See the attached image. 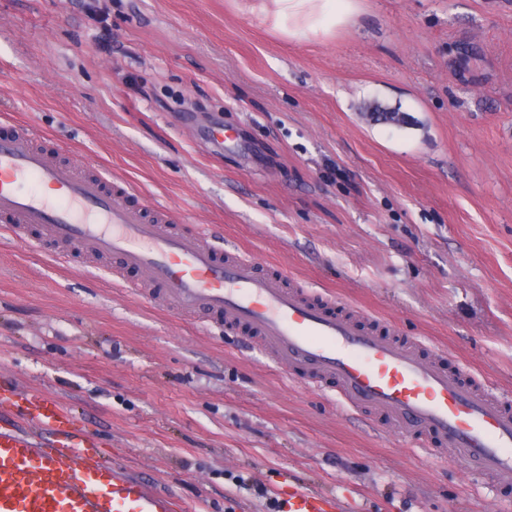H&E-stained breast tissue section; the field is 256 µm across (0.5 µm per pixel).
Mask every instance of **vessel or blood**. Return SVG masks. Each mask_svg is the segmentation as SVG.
Instances as JSON below:
<instances>
[{
  "label": "vessel or blood",
  "instance_id": "obj_1",
  "mask_svg": "<svg viewBox=\"0 0 512 512\" xmlns=\"http://www.w3.org/2000/svg\"><path fill=\"white\" fill-rule=\"evenodd\" d=\"M169 209L141 203L132 187L53 160L26 127L0 138V223L38 244L73 243L136 270L143 284L185 314L211 313L247 330L291 374L335 391L352 410L382 418L384 431L455 448L512 489V403L462 380L415 338L367 331L357 315L285 287L242 256L222 257L202 235L176 230ZM0 375V512H184L178 501L94 453L57 396L27 394ZM317 492H293L281 512H326Z\"/></svg>",
  "mask_w": 512,
  "mask_h": 512
}]
</instances>
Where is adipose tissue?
I'll return each instance as SVG.
<instances>
[{"label": "adipose tissue", "instance_id": "1", "mask_svg": "<svg viewBox=\"0 0 512 512\" xmlns=\"http://www.w3.org/2000/svg\"><path fill=\"white\" fill-rule=\"evenodd\" d=\"M276 25L291 37L329 34L355 22L358 0H270Z\"/></svg>", "mask_w": 512, "mask_h": 512}]
</instances>
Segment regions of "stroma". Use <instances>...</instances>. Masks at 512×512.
I'll use <instances>...</instances> for the list:
<instances>
[{
	"instance_id": "stroma-1",
	"label": "stroma",
	"mask_w": 512,
	"mask_h": 512,
	"mask_svg": "<svg viewBox=\"0 0 512 512\" xmlns=\"http://www.w3.org/2000/svg\"><path fill=\"white\" fill-rule=\"evenodd\" d=\"M290 39L259 0H0V133L128 181L217 250L286 271L512 401V0H359ZM405 113L394 127L374 112ZM235 129L225 148L211 126ZM0 231V371L67 404L158 495L270 512H512L289 375L245 335ZM280 512H327L324 507L328 500L320 493L305 490L292 492L283 498Z\"/></svg>"
}]
</instances>
